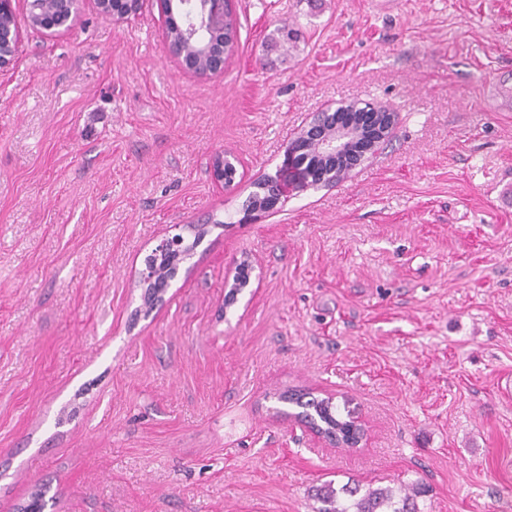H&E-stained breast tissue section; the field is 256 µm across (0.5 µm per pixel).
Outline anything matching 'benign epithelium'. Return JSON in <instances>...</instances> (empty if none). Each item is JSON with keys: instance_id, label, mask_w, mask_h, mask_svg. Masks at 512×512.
I'll use <instances>...</instances> for the list:
<instances>
[{"instance_id": "7a95c632", "label": "benign epithelium", "mask_w": 512, "mask_h": 512, "mask_svg": "<svg viewBox=\"0 0 512 512\" xmlns=\"http://www.w3.org/2000/svg\"><path fill=\"white\" fill-rule=\"evenodd\" d=\"M139 0H97L101 14L114 21L127 20L135 14ZM48 11L44 0H26L29 26L45 32L67 31L78 18L79 0H54ZM231 0H157L165 17L164 45L167 53L182 67L198 77H208L224 71V12ZM22 35L15 19L14 0H0V71L9 68L19 58ZM358 132L343 112H320L293 139L285 151L282 176L266 180L265 206L247 201L245 213L251 216L273 209L281 199L322 185L313 174L303 172L300 157L315 150L325 157H341Z\"/></svg>"}]
</instances>
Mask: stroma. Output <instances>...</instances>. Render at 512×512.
Listing matches in <instances>:
<instances>
[{"mask_svg":"<svg viewBox=\"0 0 512 512\" xmlns=\"http://www.w3.org/2000/svg\"><path fill=\"white\" fill-rule=\"evenodd\" d=\"M198 77L156 0H80L0 73V512H314L419 483L420 512H512V0H233ZM292 43L270 49L281 25ZM396 112L330 187L243 204L313 113ZM224 153L235 185L212 177ZM207 224L205 236L187 232ZM193 249L152 310L156 245ZM250 284L225 305L234 267ZM331 398L337 448L278 402ZM139 0H97L103 16L113 21L127 20L135 15Z\"/></svg>","mask_w":512,"mask_h":512,"instance_id":"obj_1","label":"stroma"}]
</instances>
